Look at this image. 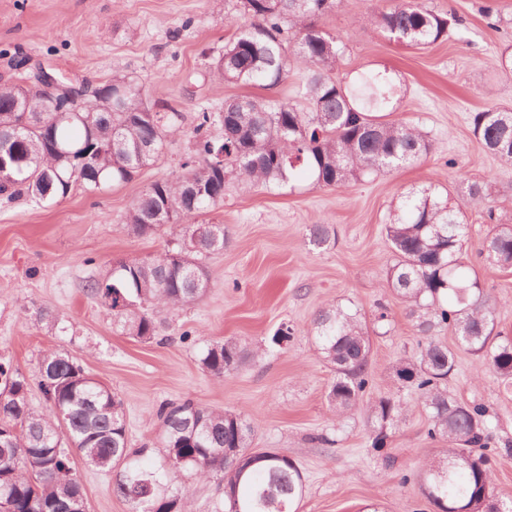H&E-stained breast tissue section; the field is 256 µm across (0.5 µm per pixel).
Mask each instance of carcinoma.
<instances>
[{"mask_svg": "<svg viewBox=\"0 0 512 512\" xmlns=\"http://www.w3.org/2000/svg\"><path fill=\"white\" fill-rule=\"evenodd\" d=\"M341 2L240 0L247 21L212 60L209 78L270 89L298 72L304 103L241 96L224 101L218 112L196 115L192 150L180 162L181 173L152 182L126 215L127 230L138 237L175 230L172 247L150 259L121 260L111 277L90 286L112 313L116 330L161 344L159 317L205 295L209 277L202 259L224 249L226 234L224 225L208 223L194 240L199 225L190 220L223 206L230 186L271 189L303 177L318 187L341 189L428 156V132L413 121L389 118L396 87L387 75L368 73L350 84L336 76L346 46L319 21ZM355 22L425 48L448 37L462 19L423 0H392ZM181 119L177 108L150 102L127 75H113L79 101L34 82L0 84V147L23 160L0 180V198L50 202L65 198L75 185L97 194L129 183L165 156L169 139L181 133ZM216 125L224 128L220 140L212 136ZM472 125L485 152L512 163V109L487 108L474 115ZM482 206L493 217L495 206L480 183L467 185L462 204L452 203L449 191L427 187L405 195L385 225L395 257L386 287L425 337L414 356L396 368L397 379L415 398L365 400L372 387L370 332L385 335L392 327L386 306H377L370 324L356 307L330 306L313 320L315 343L334 373L327 391L332 416L364 412L372 425V448L381 449L420 406L428 436L448 444L418 474L419 488L436 512H512V506L499 508L496 499L488 410L448 394L459 350L482 358L504 387H512V339L497 329L496 302L462 261L464 208ZM310 242L329 245L330 226L313 225ZM478 254L499 268H512V225H492ZM445 328L456 336V347L433 337ZM249 355L247 346L231 337L209 344L201 364L222 380ZM0 383V442L10 451H24L18 464L0 461V512H74L85 504L82 486L67 469L73 451L99 469L120 468L114 491L130 512H191L188 491L176 485L184 473L224 485L222 512H295L302 498L304 476L297 465L277 458L236 462L255 451L253 426L232 411L189 398L161 404L158 445L166 457L159 468L147 470L141 457L148 448L129 446L121 399L89 377L70 352H43L40 409L28 399V381L19 369L0 362Z\"/></svg>", "mask_w": 512, "mask_h": 512, "instance_id": "1", "label": "carcinoma"}]
</instances>
